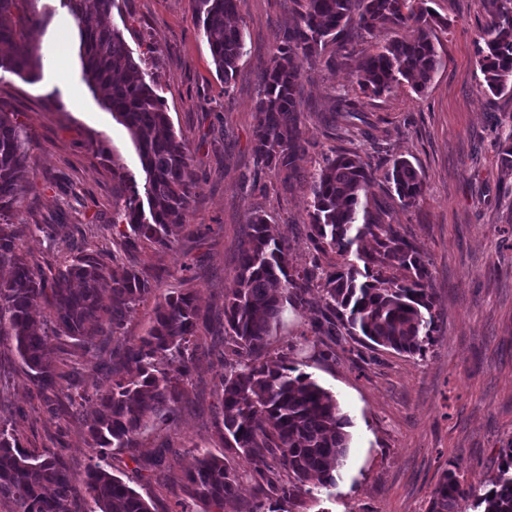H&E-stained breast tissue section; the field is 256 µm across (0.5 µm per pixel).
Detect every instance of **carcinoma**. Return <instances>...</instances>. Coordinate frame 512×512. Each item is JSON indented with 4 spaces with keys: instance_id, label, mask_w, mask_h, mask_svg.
Segmentation results:
<instances>
[{
    "instance_id": "obj_1",
    "label": "carcinoma",
    "mask_w": 512,
    "mask_h": 512,
    "mask_svg": "<svg viewBox=\"0 0 512 512\" xmlns=\"http://www.w3.org/2000/svg\"><path fill=\"white\" fill-rule=\"evenodd\" d=\"M37 0H0V44L11 53L0 56V69L27 81L38 78L31 33L43 17ZM208 37L217 75L229 84L245 54L244 33L237 23L243 0H195ZM428 0H304L295 25L286 29L269 65L261 74L263 92L256 105L253 131L256 166L280 178L283 189L303 181L312 197L308 237L316 253L356 250L363 270L354 266L319 274L316 269L291 271L288 241L276 237L259 211L249 218L236 270L237 288L224 299L225 337L221 375V441L257 463L278 462L287 479L271 469L259 470L272 489L255 512H293L312 495L308 487L335 484L349 444L350 421L336 398L311 375L297 372L287 358L265 355L268 338L285 305L310 306L318 288L323 304L311 322L314 342L341 333L398 353L423 354L435 324L429 263L396 224H383L359 214L361 196L373 187L371 165L355 152L326 157L319 170L300 175L296 161L305 151L298 115V81L304 65H344L351 56L348 28L367 33L412 23L411 40L394 39L364 55L354 70L358 86L380 96L407 82L424 90L439 65L433 26L447 21L432 16ZM492 17L476 64L484 90L494 95L512 90V0H488ZM78 28L83 79L100 94L101 106L130 134L145 180L133 188L112 226L126 225L123 244L134 250L148 243L162 250L172 244L176 228L187 222L199 176L190 151L171 129L160 88L142 65L153 58L149 46L134 57L123 32L101 23L119 0H60ZM336 49L327 60L329 45ZM29 135L17 113L0 105V338L7 337L34 384L55 387L62 372L53 365L52 341L72 340L74 352L86 355L123 329L127 314L155 290L144 268L106 264L100 252L77 249L68 264L47 274L19 248L27 224L12 221L14 205L27 191ZM386 181L399 202L410 207L423 192V178L406 158H397ZM398 268L395 279L387 270ZM49 313H44L42 307ZM200 309L193 295L171 293L157 302L153 325L144 336L126 339L121 368L112 386L96 399L88 429V446L96 462L83 486L63 458L35 455L22 448L0 425V503L13 512H71L85 490V512H151L146 500L108 470L109 451L126 448L140 464L138 448L147 432L172 423L187 399L184 379L191 372L197 347L192 342ZM492 487L475 499L483 512H512V448L499 452ZM239 477L224 458L198 453L182 485L181 512H224L236 497ZM471 491L452 467L434 490L429 512H461Z\"/></svg>"
}]
</instances>
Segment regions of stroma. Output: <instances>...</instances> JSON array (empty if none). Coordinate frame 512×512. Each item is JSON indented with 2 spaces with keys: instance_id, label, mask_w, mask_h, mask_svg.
I'll return each mask as SVG.
<instances>
[{
  "instance_id": "1",
  "label": "stroma",
  "mask_w": 512,
  "mask_h": 512,
  "mask_svg": "<svg viewBox=\"0 0 512 512\" xmlns=\"http://www.w3.org/2000/svg\"><path fill=\"white\" fill-rule=\"evenodd\" d=\"M45 21L33 44L59 31L67 80L34 82L0 71V100L20 112L29 133L28 191L15 223L35 225L20 247L43 268L62 264L66 242L87 243L159 276L154 296L128 314L121 333L95 356L77 357L55 391L41 393L12 351L0 341V423L28 452L60 453L76 476L92 461L86 444L94 395L108 391L110 363L128 336L145 335L157 300L192 292L201 307L199 350L185 387L191 396L173 425L146 433L141 453L165 448L161 467L136 472L127 450L108 461L149 503L152 512H180L181 485L198 450L223 457L242 474L236 498L224 512H253L268 491L257 466L219 439L220 376L224 356V298L236 286L239 249L251 214L262 211L290 244L292 268L319 261L327 271L356 263L355 255H314L307 237L310 195L305 185L282 189L252 159L255 107L261 72L300 0H243L240 24L245 54L231 85L217 77L193 0H123L110 21L131 49L154 45L150 66L160 84L175 134L199 175L187 224L170 249L141 245L127 253L112 239L111 222L133 185L143 184L128 131L104 110L82 78L78 37L59 0H38ZM446 24L432 38L440 64L423 91L397 85L376 97L360 90L348 66L306 67L299 80L300 121L308 141L303 173L331 151L358 152L372 165L376 184L361 206L400 225L425 255L435 301V328L423 355L369 350L337 338L334 355L320 360L302 336L311 310L286 308L270 336L268 357L287 355L331 392L350 419L349 448L335 486L317 488L305 512H428L430 496L449 466H458L474 495L490 488L500 449L512 447V172L499 160V142L512 131V92L483 90L477 41L489 16L485 0H433ZM357 116L329 127L340 98ZM421 172L424 192L402 206L385 186L395 157ZM41 224H52L62 247L49 250ZM192 263L184 274V263ZM83 395L81 404L70 399Z\"/></svg>"
}]
</instances>
